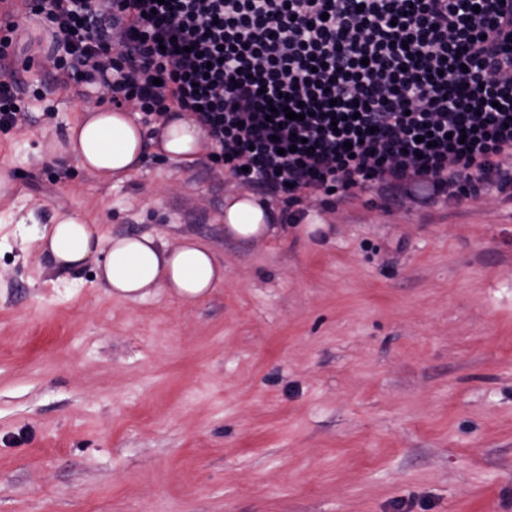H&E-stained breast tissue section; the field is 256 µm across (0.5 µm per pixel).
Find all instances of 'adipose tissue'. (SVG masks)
<instances>
[{
	"mask_svg": "<svg viewBox=\"0 0 512 512\" xmlns=\"http://www.w3.org/2000/svg\"><path fill=\"white\" fill-rule=\"evenodd\" d=\"M66 143L80 168L122 182L139 170L146 151L190 166L209 149L211 138L191 112L172 111L148 137L137 114L92 105L70 125ZM275 218L273 206L245 191L225 196L217 227L226 239L254 242L275 232ZM38 240L55 268L72 272L94 266L101 287L131 301L165 288L193 302L224 280V264L213 247L191 235L174 247L152 232L103 236L87 214L69 211L44 228Z\"/></svg>",
	"mask_w": 512,
	"mask_h": 512,
	"instance_id": "ef3b65f1",
	"label": "adipose tissue"
}]
</instances>
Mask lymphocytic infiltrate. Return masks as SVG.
<instances>
[{
  "label": "lymphocytic infiltrate",
  "instance_id": "obj_1",
  "mask_svg": "<svg viewBox=\"0 0 512 512\" xmlns=\"http://www.w3.org/2000/svg\"><path fill=\"white\" fill-rule=\"evenodd\" d=\"M395 2L32 0L44 36L8 21L0 48L52 61L58 85H102L147 125L197 113L211 161L287 192L294 224L357 187L512 201V0H412L408 20Z\"/></svg>",
  "mask_w": 512,
  "mask_h": 512
}]
</instances>
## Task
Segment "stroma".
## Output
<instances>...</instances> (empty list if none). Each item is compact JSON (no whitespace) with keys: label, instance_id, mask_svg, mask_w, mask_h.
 Segmentation results:
<instances>
[{"label":"stroma","instance_id":"35a3bbf8","mask_svg":"<svg viewBox=\"0 0 512 512\" xmlns=\"http://www.w3.org/2000/svg\"><path fill=\"white\" fill-rule=\"evenodd\" d=\"M52 73H19L0 130V512H512V205L354 189L307 202L323 235L229 241L239 180L205 155L85 172L62 146L109 95ZM73 209L196 236L224 281L129 301L61 273L36 236ZM12 82L0 84V129L10 130L25 119V106L19 93V85L10 73Z\"/></svg>","mask_w":512,"mask_h":512}]
</instances>
